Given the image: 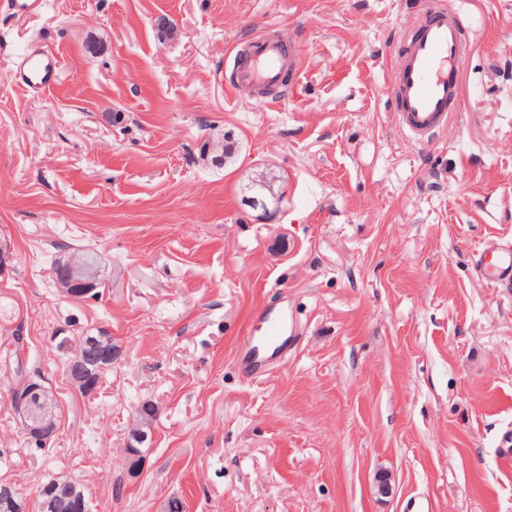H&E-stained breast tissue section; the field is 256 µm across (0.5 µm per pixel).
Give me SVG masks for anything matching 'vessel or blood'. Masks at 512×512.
I'll list each match as a JSON object with an SVG mask.
<instances>
[{
	"mask_svg": "<svg viewBox=\"0 0 512 512\" xmlns=\"http://www.w3.org/2000/svg\"><path fill=\"white\" fill-rule=\"evenodd\" d=\"M258 44L259 65L241 71L236 79L237 84L256 92L277 82L279 63L287 52L285 42L278 38H262ZM468 52L463 18L442 4L428 8L403 32L389 90L396 104V123L413 141L447 130L452 113L460 105ZM61 73L58 55L38 49L24 56L14 81L37 93L55 87ZM481 269L497 287L512 289V248H499L491 258L482 260ZM258 319L261 334L244 337L237 353L239 367L247 375L259 373L288 351L287 314L266 309Z\"/></svg>",
	"mask_w": 512,
	"mask_h": 512,
	"instance_id": "b4317fda",
	"label": "vessel or blood"
}]
</instances>
